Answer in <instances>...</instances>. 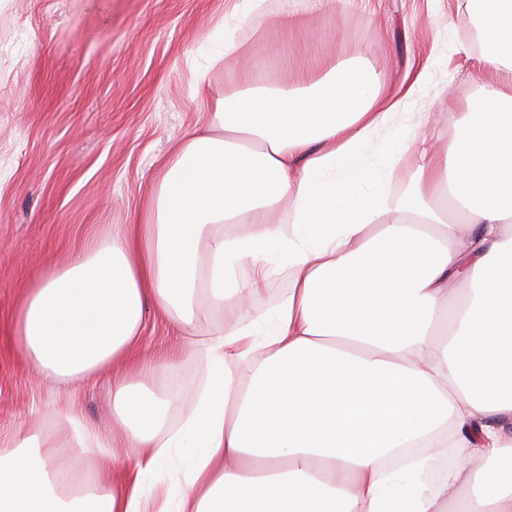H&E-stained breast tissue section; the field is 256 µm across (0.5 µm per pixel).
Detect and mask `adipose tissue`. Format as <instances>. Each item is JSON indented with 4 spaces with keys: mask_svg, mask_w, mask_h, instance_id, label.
Listing matches in <instances>:
<instances>
[{
    "mask_svg": "<svg viewBox=\"0 0 512 512\" xmlns=\"http://www.w3.org/2000/svg\"><path fill=\"white\" fill-rule=\"evenodd\" d=\"M469 3L482 89L435 149L417 126L386 131L415 83L332 58L306 86L212 95L211 69L242 49L212 30L194 87L207 123L171 147L139 220L37 278L14 322L38 373L87 379L126 361L145 304L186 328L207 305L229 314L200 349L207 386L164 439L170 399L113 382L137 450L121 474L75 415L53 446L0 440V512H512V0ZM443 194L463 222L433 207ZM279 277L287 294L242 313ZM77 446L102 454L69 496ZM172 448L190 451L175 501L144 484Z\"/></svg>",
    "mask_w": 512,
    "mask_h": 512,
    "instance_id": "ef3b65f1",
    "label": "adipose tissue"
}]
</instances>
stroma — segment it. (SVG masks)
Here are the masks:
<instances>
[{"label": "stroma", "instance_id": "1", "mask_svg": "<svg viewBox=\"0 0 512 512\" xmlns=\"http://www.w3.org/2000/svg\"><path fill=\"white\" fill-rule=\"evenodd\" d=\"M236 0H0V434L35 428L52 443L79 412L85 426L112 430V466L131 455L112 427V376L80 382L37 375L18 354L12 328L25 288L63 266L91 236L136 218L144 192L161 174L172 140L206 119L193 82L214 26ZM296 9L305 28L274 24ZM466 0H265L244 17L245 51L216 69V91L229 87L295 88L324 77L333 57L394 82L425 71L402 107L433 116L427 134L447 139L478 86L480 52ZM283 63L270 73L271 56ZM202 309L194 331L154 306L143 313L136 356L176 353L165 378L148 387L173 397L164 434L178 432L208 382L197 351L223 327Z\"/></svg>", "mask_w": 512, "mask_h": 512}]
</instances>
